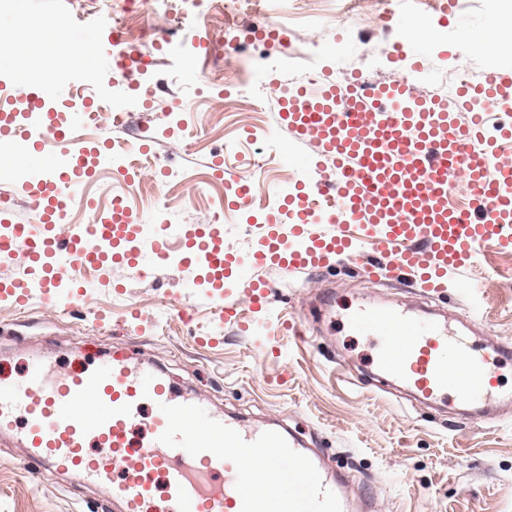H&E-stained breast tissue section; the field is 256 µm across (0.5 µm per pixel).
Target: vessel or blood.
<instances>
[{
  "mask_svg": "<svg viewBox=\"0 0 512 512\" xmlns=\"http://www.w3.org/2000/svg\"><path fill=\"white\" fill-rule=\"evenodd\" d=\"M418 60L411 72L384 83L331 86L318 95L299 93L279 113L287 129L288 158L298 163L297 197L271 210L259 248L247 256L224 247V226L184 230L172 248L170 225H155L148 247L158 266H202L224 285L215 308L219 320L237 317L233 283L270 265L316 270L343 257L360 262L361 243L378 253L377 270L414 274L433 292L449 274L468 269L483 247L512 248V115L498 113L512 95L505 69L489 70L481 84L463 85L452 98L421 94L426 31L407 12L391 14ZM48 83L27 86L30 110L22 121L0 124V150L32 196L37 220L1 224L0 252L22 254L41 269L44 298L58 305V271L99 269L107 262L140 267L133 224L121 199L111 216L62 233L63 214L84 203L80 193L96 165L111 152H89L76 133L83 114L64 121L45 110ZM469 115L460 124L458 113ZM315 143L318 156L301 153ZM336 164L335 183L316 178L320 158ZM467 180L472 203L448 204L451 176ZM315 224H330L315 234ZM348 333L377 340L379 373L420 399L478 405L511 395L498 379L512 347L488 348L450 331L435 313L418 314L395 304L353 310ZM17 437L28 450L34 476L75 473L108 491L121 512H371V498L351 499L348 475L296 436L275 429L241 428L204 401L177 395L154 369L120 359L91 361L54 371L33 359L22 378L0 375V438Z\"/></svg>",
  "mask_w": 512,
  "mask_h": 512,
  "instance_id": "vessel-or-blood-1",
  "label": "vessel or blood"
}]
</instances>
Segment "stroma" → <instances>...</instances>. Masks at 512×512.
<instances>
[{"label":"stroma","mask_w":512,"mask_h":512,"mask_svg":"<svg viewBox=\"0 0 512 512\" xmlns=\"http://www.w3.org/2000/svg\"><path fill=\"white\" fill-rule=\"evenodd\" d=\"M112 2L13 0L14 10L26 17L23 42L35 49L22 68L39 72L74 46L95 51L94 80L74 70L69 85L86 89L95 100L126 99L127 106L122 126L86 127L83 136L127 143L146 135L154 162L183 181L175 195L160 184L148 195H129L140 223L179 226L219 219L225 244L241 253L257 242L248 228L263 223L265 213L249 205L229 209L221 183L207 181L205 174L220 154L225 165L243 172L258 197L274 196L281 183L294 180L295 170L284 156L287 133L276 124L281 94L265 82V74L293 90L322 65L329 69V82L339 81L343 64L333 51L344 38L362 41L354 69L370 81H390L413 63L409 57L390 62L398 28L384 15L364 21L342 17L340 0H261L260 11L243 10L230 18L228 37L243 38L250 29L277 24L287 28V39L262 40L257 80L250 86L239 87L230 78L215 83L208 64L185 52L197 34L208 33L209 18L195 14L190 0H169L168 37L184 49L166 54L152 49L155 95L145 108L130 79L114 80L109 51L96 40L101 15ZM445 2L409 4L425 21L433 45L422 66L429 72L461 67L471 83H480L503 51L499 45L488 47L483 26L493 14V2L459 0L475 29L466 40L452 22L442 20ZM52 19L63 21L68 35H51L45 24ZM362 250L364 262L336 260L321 272L276 265L259 271L270 291L268 332H277L283 318L311 322L322 291L336 297L319 332L301 339L285 336L281 356L264 354L236 324L217 323L215 298L190 287L205 277L203 268L174 266L135 276L126 265L110 264L95 273L86 295L65 308L43 304L36 293L24 306L0 300V371L20 376L32 356L67 367L123 352L242 425L287 429L324 455L332 468L353 476L352 496L373 494L374 512H512V402L468 418L456 404L415 400L404 389L378 381L371 364L372 339L342 332L340 323L348 307L395 303L468 320V334L477 342H512V250L480 251L466 275L479 283L478 294L458 288L452 274L445 291L435 296L421 293L407 273L379 277L369 265L375 251L367 244ZM173 297L189 305L190 322L169 307ZM475 307L483 314L472 321L468 314ZM0 512L118 508L107 493L75 476L35 478L23 449L5 442L0 444Z\"/></svg>","instance_id":"1"}]
</instances>
